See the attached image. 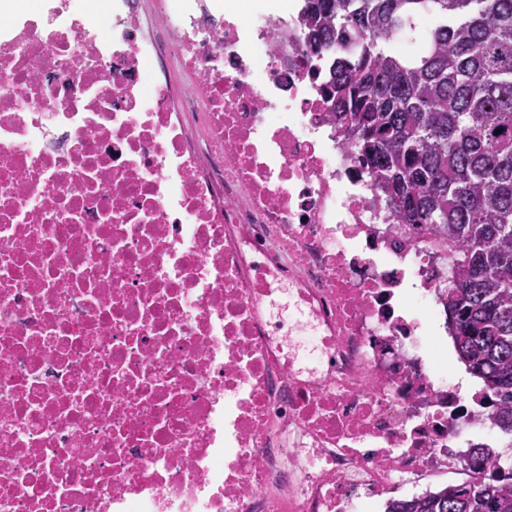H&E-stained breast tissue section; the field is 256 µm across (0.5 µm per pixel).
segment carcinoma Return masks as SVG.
<instances>
[{
  "label": "carcinoma",
  "mask_w": 512,
  "mask_h": 512,
  "mask_svg": "<svg viewBox=\"0 0 512 512\" xmlns=\"http://www.w3.org/2000/svg\"><path fill=\"white\" fill-rule=\"evenodd\" d=\"M302 27L328 57L329 118L384 209L448 248L450 334L512 434V0H304ZM470 465L476 482L388 512H512L508 456L476 448Z\"/></svg>",
  "instance_id": "carcinoma-1"
}]
</instances>
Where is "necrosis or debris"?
I'll list each match as a JSON object with an SVG mask.
<instances>
[{
    "label": "necrosis or debris",
    "mask_w": 512,
    "mask_h": 512,
    "mask_svg": "<svg viewBox=\"0 0 512 512\" xmlns=\"http://www.w3.org/2000/svg\"><path fill=\"white\" fill-rule=\"evenodd\" d=\"M0 0V512H372L505 442L298 15ZM287 290L316 362L271 330Z\"/></svg>",
    "instance_id": "4bbe7bcc"
}]
</instances>
